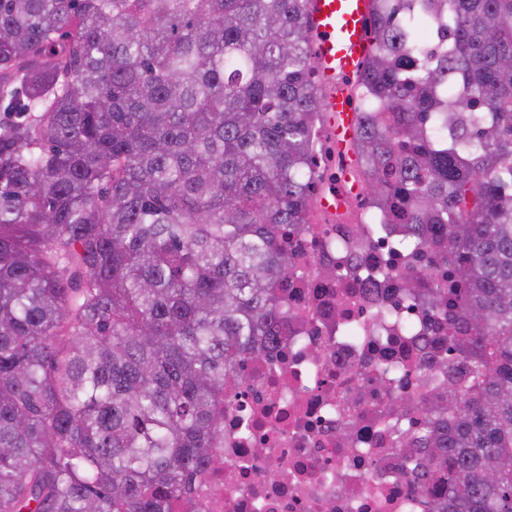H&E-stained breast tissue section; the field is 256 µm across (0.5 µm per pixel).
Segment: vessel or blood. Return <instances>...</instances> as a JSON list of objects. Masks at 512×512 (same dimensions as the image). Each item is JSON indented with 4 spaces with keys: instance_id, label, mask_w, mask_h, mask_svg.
<instances>
[{
    "instance_id": "b4317fda",
    "label": "vessel or blood",
    "mask_w": 512,
    "mask_h": 512,
    "mask_svg": "<svg viewBox=\"0 0 512 512\" xmlns=\"http://www.w3.org/2000/svg\"><path fill=\"white\" fill-rule=\"evenodd\" d=\"M370 0H311L309 26L318 79L328 95L325 121L338 152L350 155L357 111L350 81L362 68L373 44Z\"/></svg>"
}]
</instances>
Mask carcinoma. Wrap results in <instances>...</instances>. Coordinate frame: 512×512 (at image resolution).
I'll use <instances>...</instances> for the list:
<instances>
[{"mask_svg":"<svg viewBox=\"0 0 512 512\" xmlns=\"http://www.w3.org/2000/svg\"><path fill=\"white\" fill-rule=\"evenodd\" d=\"M308 4L0 0V512H172L219 462L313 205ZM371 8L356 162L467 330L416 478L512 512V0Z\"/></svg>","mask_w":512,"mask_h":512,"instance_id":"cac0c4a2","label":"carcinoma"}]
</instances>
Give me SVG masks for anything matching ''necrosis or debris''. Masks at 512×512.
<instances>
[{"mask_svg": "<svg viewBox=\"0 0 512 512\" xmlns=\"http://www.w3.org/2000/svg\"><path fill=\"white\" fill-rule=\"evenodd\" d=\"M344 169L315 135L311 231L287 237L297 261L283 284L288 320L269 358L226 391L221 461L176 512H441L411 476L425 450L404 457L398 440L426 429L448 379V318L410 299L404 280L448 270L428 251L398 250L400 224L359 244L370 212L363 180L352 179L340 206L321 205ZM394 395L418 404L393 413ZM349 418L356 425L339 442Z\"/></svg>", "mask_w": 512, "mask_h": 512, "instance_id": "4bbe7bcc", "label": "necrosis or debris"}]
</instances>
